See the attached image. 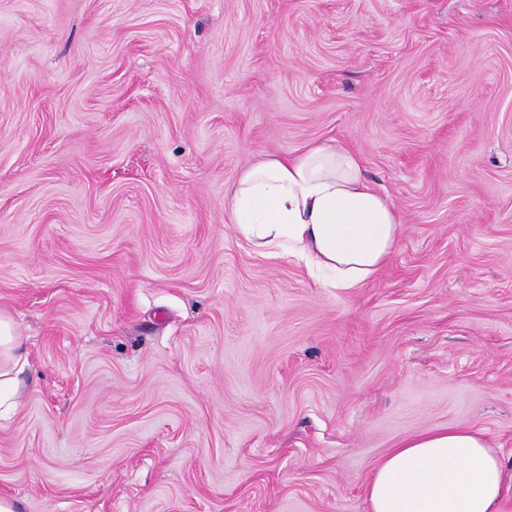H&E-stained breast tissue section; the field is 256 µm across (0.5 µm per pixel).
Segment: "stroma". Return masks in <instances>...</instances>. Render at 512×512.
Here are the masks:
<instances>
[{
	"label": "stroma",
	"mask_w": 512,
	"mask_h": 512,
	"mask_svg": "<svg viewBox=\"0 0 512 512\" xmlns=\"http://www.w3.org/2000/svg\"><path fill=\"white\" fill-rule=\"evenodd\" d=\"M359 153V287L230 222L247 164ZM0 422L19 512H370L446 426L512 468V0H0ZM27 365L23 337L13 320L0 313V420L8 418L18 406L22 386L20 376Z\"/></svg>",
	"instance_id": "stroma-1"
}]
</instances>
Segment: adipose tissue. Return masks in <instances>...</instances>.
Wrapping results in <instances>:
<instances>
[{
  "instance_id": "ef3b65f1",
  "label": "adipose tissue",
  "mask_w": 512,
  "mask_h": 512,
  "mask_svg": "<svg viewBox=\"0 0 512 512\" xmlns=\"http://www.w3.org/2000/svg\"><path fill=\"white\" fill-rule=\"evenodd\" d=\"M230 218L262 251L287 249L333 288H354L391 257L402 218L364 175L358 153L316 145L244 167L229 187ZM27 352L0 313V420L18 406ZM371 512H501L512 472L483 432L432 429L391 449L365 488Z\"/></svg>"
}]
</instances>
